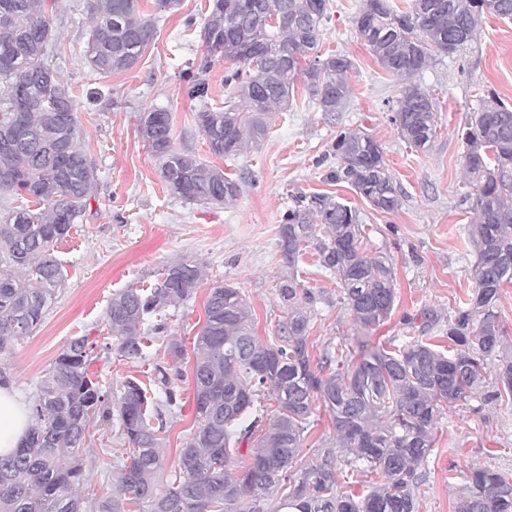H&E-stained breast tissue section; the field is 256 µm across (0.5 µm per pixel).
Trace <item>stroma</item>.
Listing matches in <instances>:
<instances>
[{"label": "stroma", "mask_w": 512, "mask_h": 512, "mask_svg": "<svg viewBox=\"0 0 512 512\" xmlns=\"http://www.w3.org/2000/svg\"><path fill=\"white\" fill-rule=\"evenodd\" d=\"M322 26L321 52H338L353 62L349 79L353 98L336 121L326 120L315 105L297 98L293 109L271 115L266 138L247 153L224 160L211 156L194 116L208 103H223L224 71L216 62L208 75L206 100L189 98L185 71L204 50L199 37L209 0H181L178 9L157 11L153 0H140L154 16L157 34L136 66L108 79L87 67L83 54L91 24L90 0H60L52 19L60 51L53 64L74 90L111 86L112 98L78 112L81 145L96 169V190L83 217L73 225L54 254L62 263L63 286L29 336L12 341L0 355V373L25 398H33L55 359L75 337L98 340L91 372L119 385L135 377L148 380L155 365L169 362L167 347L180 341L192 346L204 321L207 285L214 281L238 288L251 307L258 336L276 335L286 315L277 282L283 273L280 253L282 216L297 192L326 193L356 207L368 233L367 246L393 261L397 298L393 314L376 328L368 345L390 346L405 334L406 322L444 336L448 309L474 286L475 255L467 243L470 216L460 206L463 145L458 136L479 97L494 89L512 104V22L485 14L471 45L458 56L438 55L421 81L438 103L437 137L429 150L408 146L390 122L389 102L399 85L376 63L358 39L352 17L361 0H330ZM170 112L176 149L191 148L201 159L241 180L242 193L229 205H204L173 196L161 178V162L139 132V120L153 110ZM361 128L378 141L402 193L398 211H373L348 184L329 181L335 159L326 152L338 127ZM203 264L206 286L173 312L145 358L120 356L112 349L105 311L113 293L132 283L152 280L162 268L180 260ZM299 274L313 291L327 292L317 303L310 343L315 351L331 344L356 348L350 317L336 294V280L315 257H306ZM438 321H430V314ZM192 358L182 369L178 415L163 418L159 451L163 468L158 483L176 469L180 451L194 429L191 392ZM122 442L112 423H95L81 451L83 494L110 495L118 471L116 450ZM512 473V407L481 406L477 401L444 413L435 431L433 451L425 464V486L418 512H456L449 477L464 478L475 467Z\"/></svg>", "instance_id": "1"}]
</instances>
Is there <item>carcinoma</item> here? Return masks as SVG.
<instances>
[{
  "mask_svg": "<svg viewBox=\"0 0 512 512\" xmlns=\"http://www.w3.org/2000/svg\"><path fill=\"white\" fill-rule=\"evenodd\" d=\"M139 0H90L93 25L84 60L100 77L132 69L156 36ZM212 0L200 31L205 52L187 72L189 95L204 98L207 75L221 57L224 105L205 106L196 123L208 152L240 155L263 140L267 119L293 105L302 80L309 102L332 118L347 107L351 60L317 54L330 0ZM58 0H0V195L27 204L0 213V353L29 336L64 283L54 245L84 215L94 195L95 167L80 144L78 96L51 66L59 45L50 19ZM512 21V0H363L352 23L378 64L400 82L390 121L410 147L429 149L436 137V99L420 75L436 54L453 56L476 37L482 16ZM28 90L17 108L19 85ZM139 129L161 163L170 193L224 205L242 184L171 142L169 113L143 114ZM462 166L470 190L460 199L472 214L468 244L475 288L448 314V349L408 336L391 349L329 346L311 364L308 339L316 293L298 279L311 254L336 279L355 335L366 336L392 315L396 287L391 258L368 251L359 214L336 197L300 195L283 216L284 273L278 294L287 315L277 335L255 333L250 306L224 284L208 289L205 320L193 347L196 428L181 449L178 472L158 488L156 449L160 406L180 407L181 344H169L172 368H155L145 383L119 389L89 371L97 341L72 339L41 382L34 423L16 451L0 457V512H418L420 472L433 451L443 411L481 395L483 405L512 406V356L504 352L498 312L512 284V106L489 89L464 123ZM329 179L346 182L378 213H393L401 195L381 145L361 129L336 130ZM204 280L192 260L170 265L144 287L112 295L105 319L118 352L140 358L151 337L142 326L193 297ZM275 399L269 410L264 400ZM332 416L335 435L320 438L314 457L300 458L316 407ZM129 447L110 496L76 493L83 480L80 451L95 422L112 420ZM364 477L355 496L340 485L344 471ZM457 512H512V480L472 470L456 487Z\"/></svg>",
  "mask_w": 512,
  "mask_h": 512,
  "instance_id": "obj_1",
  "label": "carcinoma"
}]
</instances>
